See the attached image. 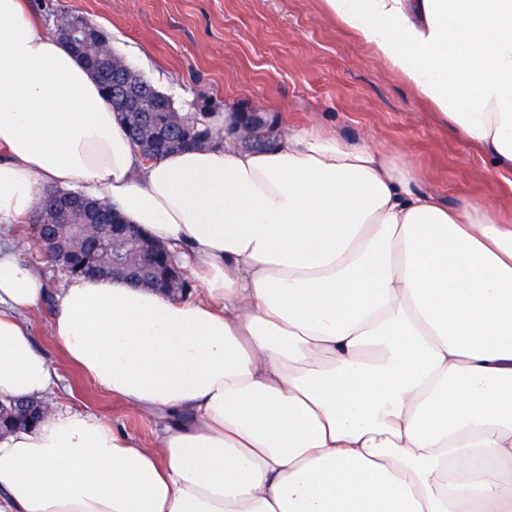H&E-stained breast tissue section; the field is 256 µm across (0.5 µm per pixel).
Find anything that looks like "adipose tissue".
Masks as SVG:
<instances>
[{
	"mask_svg": "<svg viewBox=\"0 0 512 512\" xmlns=\"http://www.w3.org/2000/svg\"><path fill=\"white\" fill-rule=\"evenodd\" d=\"M320 8L512 170V0ZM401 153L303 128L144 160L83 61L0 0V224L73 190L205 290L53 294L0 248V400L57 386L21 318L48 303L68 357L165 420L156 452L66 407L0 435V512H512V224Z\"/></svg>",
	"mask_w": 512,
	"mask_h": 512,
	"instance_id": "adipose-tissue-1",
	"label": "adipose tissue"
}]
</instances>
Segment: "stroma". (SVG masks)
Masks as SVG:
<instances>
[{
  "instance_id": "stroma-1",
  "label": "stroma",
  "mask_w": 512,
  "mask_h": 512,
  "mask_svg": "<svg viewBox=\"0 0 512 512\" xmlns=\"http://www.w3.org/2000/svg\"><path fill=\"white\" fill-rule=\"evenodd\" d=\"M36 16L57 14L96 25L113 50L180 111L199 96L215 113L258 106L281 130L316 124L327 133L379 145H400L401 159L427 170L429 189L448 205L489 201L512 219V187L490 157L438 123L393 73L335 20L318 0H29ZM0 246L39 264L49 288L67 278L44 264L26 224H0ZM50 307L26 313L36 346L60 377L56 394L72 410L105 421L139 441L158 445L154 415L112 396L71 363L49 332Z\"/></svg>"
}]
</instances>
